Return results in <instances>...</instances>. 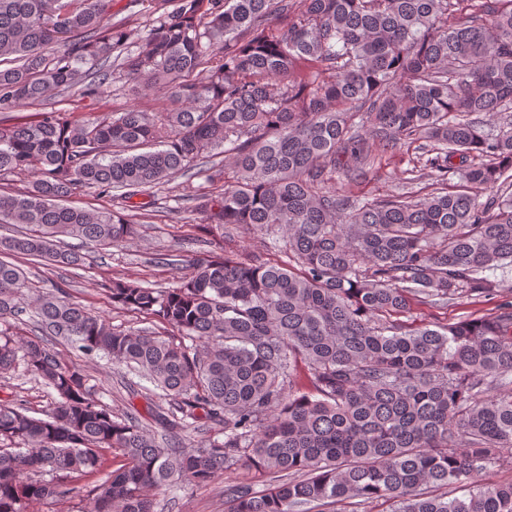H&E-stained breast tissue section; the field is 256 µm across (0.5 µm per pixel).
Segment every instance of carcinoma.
<instances>
[{
	"label": "carcinoma",
	"instance_id": "obj_1",
	"mask_svg": "<svg viewBox=\"0 0 512 512\" xmlns=\"http://www.w3.org/2000/svg\"><path fill=\"white\" fill-rule=\"evenodd\" d=\"M60 16L68 40L51 36ZM133 37L111 0H0L1 114L87 78L83 95L99 97L115 63L132 95L162 88L170 101L0 123V179L33 178L0 194V224L14 229L0 238V325L27 315L38 328H0V374L21 367L57 394L42 418L0 401V440L16 443L0 448V512L79 498L90 478L85 512H164L159 496L244 466L269 487L224 485L225 512H336L354 499L512 512V484L482 479L512 458V301L413 329L396 319L414 301L493 296L503 284L488 272L512 267V0H180L131 52ZM415 141L439 185L428 196L336 189L367 175L373 146ZM205 158L223 189L191 196L203 228L263 233L286 259L212 249L177 288L112 281V302L176 339L35 290L24 261L77 269L63 238L126 242L134 198ZM79 188L120 191L121 210L69 204ZM45 336L150 382L162 434L99 404ZM200 427L206 438L177 441ZM112 450L122 464L97 477Z\"/></svg>",
	"mask_w": 512,
	"mask_h": 512
}]
</instances>
